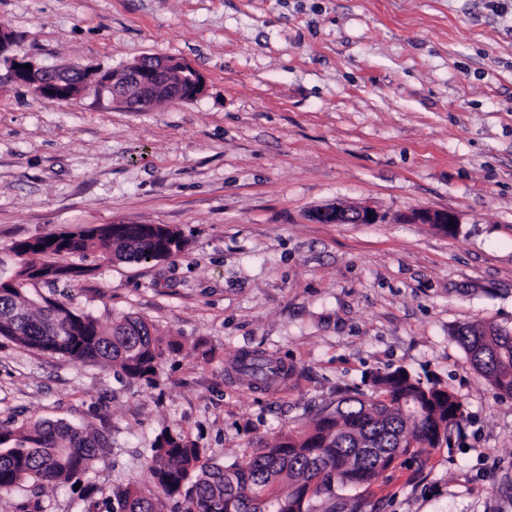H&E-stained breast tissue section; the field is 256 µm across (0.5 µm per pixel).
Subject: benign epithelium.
Returning <instances> with one entry per match:
<instances>
[{
    "instance_id": "7a95c632",
    "label": "benign epithelium",
    "mask_w": 512,
    "mask_h": 512,
    "mask_svg": "<svg viewBox=\"0 0 512 512\" xmlns=\"http://www.w3.org/2000/svg\"><path fill=\"white\" fill-rule=\"evenodd\" d=\"M13 39L5 27L0 28V62L8 64L10 81L25 86L37 97L64 100L75 89L91 88L100 97L130 112L153 109L159 100L191 101L205 90L204 75L192 64L161 56H143L118 69L89 68L74 65L66 68L43 66L30 57L12 54ZM31 65V69L23 65ZM320 224H377L381 217L369 205L344 207L322 206L310 213ZM410 224H435L448 231L458 223L448 210L417 209L404 217Z\"/></svg>"
}]
</instances>
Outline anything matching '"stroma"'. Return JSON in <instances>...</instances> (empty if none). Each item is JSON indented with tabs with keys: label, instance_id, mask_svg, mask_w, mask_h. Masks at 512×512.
Instances as JSON below:
<instances>
[{
	"label": "stroma",
	"instance_id": "obj_1",
	"mask_svg": "<svg viewBox=\"0 0 512 512\" xmlns=\"http://www.w3.org/2000/svg\"><path fill=\"white\" fill-rule=\"evenodd\" d=\"M0 25L44 66L156 55L206 78L196 100L129 112L90 91L36 98L0 64V273L15 243L118 221L189 241L165 261L92 254L88 275L40 290L178 341L155 384L0 338V425L109 440L80 489L0 491V512H106L114 488L150 490L162 430L230 462L399 367L457 394L462 432L339 502L512 512V397L454 338L512 330V0H0ZM336 203L383 220L310 219ZM419 208L454 212L453 233L405 222ZM255 349L288 380L230 373Z\"/></svg>",
	"mask_w": 512,
	"mask_h": 512
}]
</instances>
